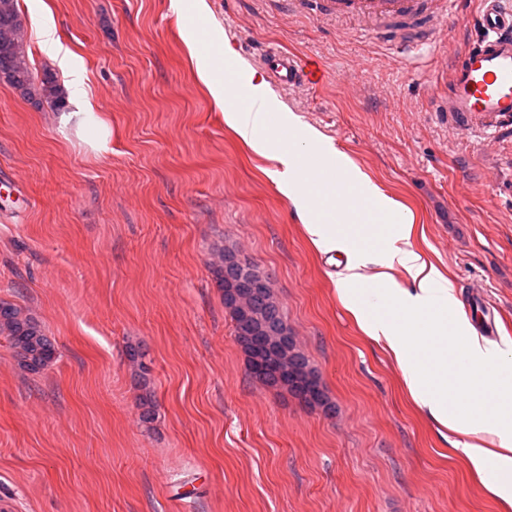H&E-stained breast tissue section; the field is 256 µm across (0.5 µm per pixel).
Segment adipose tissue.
Returning a JSON list of instances; mask_svg holds the SVG:
<instances>
[{"label": "adipose tissue", "instance_id": "1", "mask_svg": "<svg viewBox=\"0 0 512 512\" xmlns=\"http://www.w3.org/2000/svg\"><path fill=\"white\" fill-rule=\"evenodd\" d=\"M40 38L43 50L63 72L71 96L83 111H92L85 72L75 55L49 23L41 24ZM198 76L216 104L223 105L231 89L252 102L248 112L226 108V122L256 152L278 163L274 176L282 192L306 209L314 244L348 255L341 282L345 304L369 337L386 344L414 400L457 433L454 448L488 489L512 501V354L472 332L452 283L411 247L408 217L348 158L340 157L334 147L319 146L309 131L297 132L286 144L266 136L268 113H279L284 127H292L293 122L262 79L249 74L229 84L207 68L200 69ZM305 146L320 148L325 158H339L346 205L355 212L356 223L337 222L335 213L327 209L331 188L304 176L301 149ZM376 221L395 229L379 251L368 244L369 226ZM370 263L384 268L377 279H368L363 272ZM395 266L410 277L411 288L400 287L388 276V269ZM452 393L458 397L453 405L448 402ZM477 435L493 436L496 450L474 443Z\"/></svg>", "mask_w": 512, "mask_h": 512}]
</instances>
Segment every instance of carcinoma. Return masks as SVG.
<instances>
[{
	"mask_svg": "<svg viewBox=\"0 0 512 512\" xmlns=\"http://www.w3.org/2000/svg\"><path fill=\"white\" fill-rule=\"evenodd\" d=\"M1 72L7 73L9 84L22 95H38L54 110L64 107L65 98L54 76L45 73L39 78L31 67L18 0H0ZM252 279L261 284L260 292L265 298V303L252 309L255 325L275 319L281 327H287L282 307L274 299L267 278L255 273ZM0 335L14 350L20 366L30 373L40 372L56 359L55 343L47 336L41 322L15 303L0 301ZM288 351V358L269 361L259 369L248 364L250 375L269 385L278 384V379L286 375L288 389L294 396L307 404L324 400L318 380L307 378L313 373L308 358L293 344L289 345Z\"/></svg>",
	"mask_w": 512,
	"mask_h": 512,
	"instance_id": "carcinoma-1",
	"label": "carcinoma"
}]
</instances>
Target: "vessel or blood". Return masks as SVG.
I'll return each mask as SVG.
<instances>
[{
	"instance_id": "1",
	"label": "vessel or blood",
	"mask_w": 512,
	"mask_h": 512,
	"mask_svg": "<svg viewBox=\"0 0 512 512\" xmlns=\"http://www.w3.org/2000/svg\"><path fill=\"white\" fill-rule=\"evenodd\" d=\"M468 0H322L323 15L339 21L373 19L411 25L412 34L400 39V49L417 52L434 41L440 15L467 12ZM479 40L451 63L439 109L451 116L453 126L491 130L499 118H512V8L505 0H480L476 17ZM270 82L288 86L312 81L306 70L287 53L270 48L261 56Z\"/></svg>"
}]
</instances>
